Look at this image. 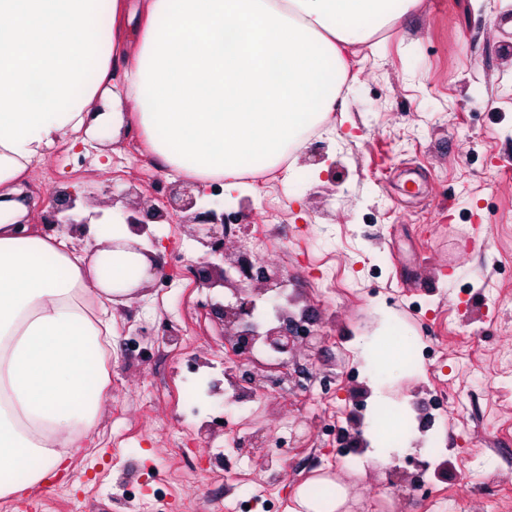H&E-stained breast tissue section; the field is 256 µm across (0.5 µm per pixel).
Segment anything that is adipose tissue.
<instances>
[{
	"label": "adipose tissue",
	"mask_w": 512,
	"mask_h": 512,
	"mask_svg": "<svg viewBox=\"0 0 512 512\" xmlns=\"http://www.w3.org/2000/svg\"><path fill=\"white\" fill-rule=\"evenodd\" d=\"M420 0H0V498L72 458L106 398L113 309L148 278L123 224L79 253L23 219L21 179L68 135L136 119L159 162L246 193L340 96L339 44ZM122 69L114 80V69Z\"/></svg>",
	"instance_id": "obj_1"
}]
</instances>
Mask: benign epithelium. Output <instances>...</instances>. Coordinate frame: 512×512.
I'll return each instance as SVG.
<instances>
[{
  "label": "benign epithelium",
  "mask_w": 512,
  "mask_h": 512,
  "mask_svg": "<svg viewBox=\"0 0 512 512\" xmlns=\"http://www.w3.org/2000/svg\"><path fill=\"white\" fill-rule=\"evenodd\" d=\"M197 185L190 181L174 184L167 194L148 210L125 207L121 211L123 223L135 235H143L149 223L171 224L178 220L193 226V236L206 248L207 254L222 256V264L217 265L204 259L195 269L194 284L197 288L222 286L231 292V299L224 302L207 301L203 309L212 322L217 335L224 339L227 353L237 362V366L251 369L254 387L264 393L267 373L278 372L280 378L290 377L288 357L294 355L298 341L310 348H316L323 340V332L317 329L318 323L307 309L298 313L277 306L276 323L259 325L255 320L258 300L267 293L283 286L284 273L281 269L260 263L247 252L234 254L224 252V237L228 229L224 224V213L215 209H197ZM114 193L113 185L90 186L82 195L70 189L60 191L44 215L45 223L55 224L68 231H79L91 220L103 218L102 212H91L87 216L78 214V202L99 195ZM127 249L146 255L151 266L149 273L156 275L163 268L162 257L130 242ZM261 341L268 360L254 356L255 341Z\"/></svg>",
  "instance_id": "1"
}]
</instances>
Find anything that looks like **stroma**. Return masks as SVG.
Wrapping results in <instances>:
<instances>
[{
  "mask_svg": "<svg viewBox=\"0 0 512 512\" xmlns=\"http://www.w3.org/2000/svg\"><path fill=\"white\" fill-rule=\"evenodd\" d=\"M512 0H422L392 27L344 47L342 109L307 140L294 168L254 174L247 194H204L238 229L242 249L267 213L274 261L325 342L299 347L276 391L250 401L208 390L224 345L190 268L205 248L188 224H154L174 272L114 310L111 382L86 449L64 471L0 512H175L234 499L240 479L268 497L252 512H288L299 488L331 479L347 512H512ZM49 181L29 179L28 221H42L53 186L144 182L163 197L179 178L160 165L138 125L106 146L57 141ZM178 333V344L157 334ZM417 357L379 368L382 339ZM405 409L407 432L379 464L341 452L372 429L379 402ZM285 433L288 476L240 458L251 434ZM498 477L467 479L471 458Z\"/></svg>",
  "mask_w": 512,
  "mask_h": 512,
  "instance_id": "obj_1",
  "label": "stroma"
}]
</instances>
